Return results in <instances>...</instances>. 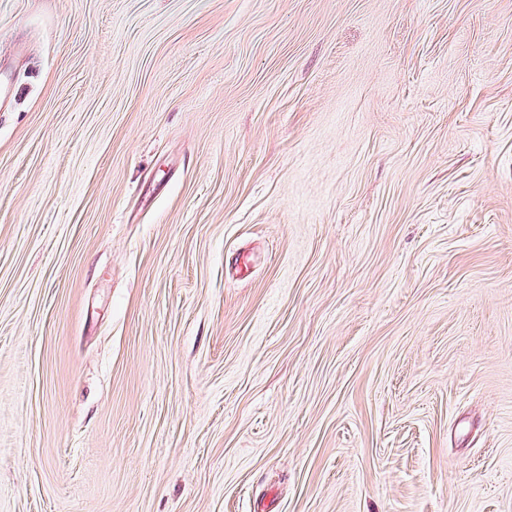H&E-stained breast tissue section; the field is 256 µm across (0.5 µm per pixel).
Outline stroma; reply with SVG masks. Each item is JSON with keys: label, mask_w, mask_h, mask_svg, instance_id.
Listing matches in <instances>:
<instances>
[{"label": "stroma", "mask_w": 512, "mask_h": 512, "mask_svg": "<svg viewBox=\"0 0 512 512\" xmlns=\"http://www.w3.org/2000/svg\"><path fill=\"white\" fill-rule=\"evenodd\" d=\"M0 512H512V0H0Z\"/></svg>", "instance_id": "obj_1"}]
</instances>
